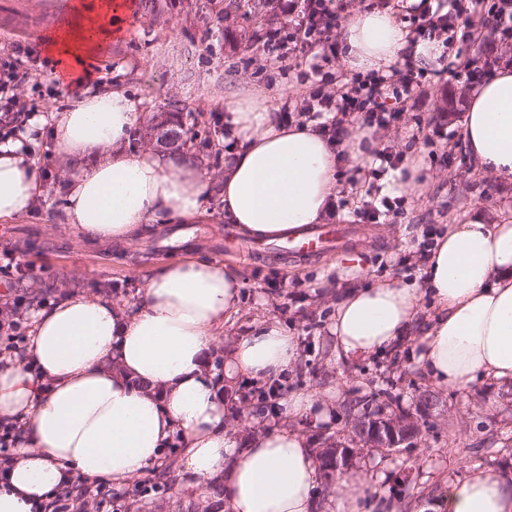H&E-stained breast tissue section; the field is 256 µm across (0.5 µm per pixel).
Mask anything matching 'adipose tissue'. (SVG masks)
Here are the masks:
<instances>
[{
  "label": "adipose tissue",
  "instance_id": "ef3b65f1",
  "mask_svg": "<svg viewBox=\"0 0 512 512\" xmlns=\"http://www.w3.org/2000/svg\"><path fill=\"white\" fill-rule=\"evenodd\" d=\"M115 0H101L86 26L48 37L60 83L79 94L55 113L53 138L68 193L69 224L91 243L122 246L153 224L201 216L211 198L226 223L262 240L322 223L336 194L341 159L361 165L373 145L366 133L345 143L315 122L289 124L264 95L224 101L220 182L188 155L125 145L143 117L123 90L87 92L99 37ZM346 60L377 69L413 48L387 10L355 13L344 31ZM468 149L487 172L512 175V67L504 65L469 101ZM21 140L0 145V222L30 213L44 192L42 169ZM418 290L385 281L348 291L336 306L333 348L346 357L383 351L408 335L423 294L432 321L409 350L441 388L464 390L491 376L512 379V224L474 217L449 225L436 242ZM241 282L203 255L175 258L146 273L135 310L104 296L73 295L31 317L21 355L0 357V424L17 428L11 458L0 463V512H45L80 483L122 484L180 450L185 486H221L230 512H313L321 482L318 457L298 425L328 424L335 399L312 390L290 394L281 419L246 437L229 430L233 409L222 386L270 384L299 358L296 336L262 322L233 345L222 371L210 353L238 310ZM338 512H394L367 476L338 480ZM436 512H512V476L478 471L449 483Z\"/></svg>",
  "mask_w": 512,
  "mask_h": 512
}]
</instances>
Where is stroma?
I'll use <instances>...</instances> for the list:
<instances>
[{
    "instance_id": "1",
    "label": "stroma",
    "mask_w": 512,
    "mask_h": 512,
    "mask_svg": "<svg viewBox=\"0 0 512 512\" xmlns=\"http://www.w3.org/2000/svg\"><path fill=\"white\" fill-rule=\"evenodd\" d=\"M47 0H0V59L25 51L30 78L14 93L36 107L45 131L34 148L44 173V200L31 213L0 222V252H11L16 268L0 272V307L23 299L37 310L71 295H106L127 308L139 302V274L159 262L205 255L223 263L242 282L240 310L224 325L213 358H223L239 336L256 323L275 318L296 335L298 362L275 384V399H262L252 384L240 381L234 402L237 423L260 425L273 413V402L301 389L336 392V414L326 426L305 427L310 442L326 435L350 434L348 403L380 388L396 400L393 413L412 412L425 393L434 396L433 408L419 419L420 433L412 447L400 452L365 449L349 468L350 474L370 475L390 502L413 493L408 512H432L437 488L466 479L479 470L512 474V382L494 378L477 381L460 391L439 388L423 375L402 343L365 358L338 357L332 351L329 326L336 303L345 290L394 280L419 285L426 258L436 238L449 225L481 214L495 224L512 223V178L498 177L474 163L463 138L462 118L472 91L467 70L445 71L456 57L468 68L486 61H512V40L489 44L468 42V28L487 31V5L472 0H441L445 27H423L417 17L389 0L397 19L414 37L437 43L432 59H416L417 77L404 104L387 100L397 109L396 120L375 135L377 148H389L403 163H421L424 178L414 193L401 194L396 212L378 222L358 220V201L370 187L385 188V177L371 170L355 173L338 169V193L325 221L356 228L352 245L360 257L356 276L340 280L325 276L329 268L346 267V257L333 252L302 257L257 254L250 238L225 223L217 203L187 224H158L153 232L127 245L94 247L66 223L64 178L52 158L51 109L67 108L71 90L53 77L55 59L43 41L55 33L44 12ZM123 8L105 35V51L94 61V78L101 91L121 87L146 121L180 113L188 131L184 152L199 161L213 178L224 173L225 98L263 92L274 112L297 111L313 90L332 98L341 91L335 80L318 82L309 65L315 51L292 42L296 12L288 0H269L256 11L250 0H123ZM284 42L281 57L263 49L266 30ZM137 482L93 484L87 496L92 512H174L181 500L179 487L167 493L137 495Z\"/></svg>"
}]
</instances>
